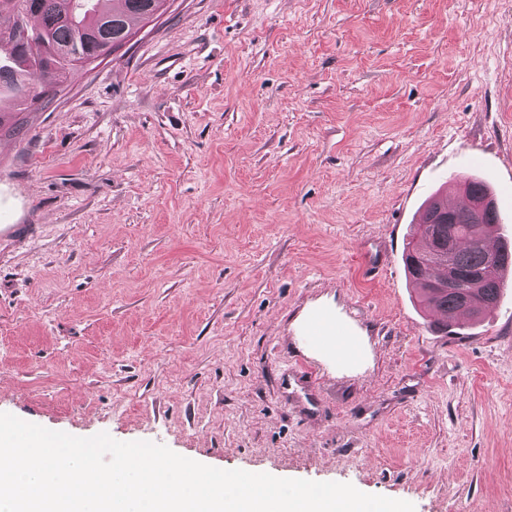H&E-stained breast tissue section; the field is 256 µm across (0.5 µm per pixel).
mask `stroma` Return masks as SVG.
Listing matches in <instances>:
<instances>
[{
  "mask_svg": "<svg viewBox=\"0 0 512 512\" xmlns=\"http://www.w3.org/2000/svg\"><path fill=\"white\" fill-rule=\"evenodd\" d=\"M0 110V412L512 512V284L448 333L403 260L456 174L512 239V0H172Z\"/></svg>",
  "mask_w": 512,
  "mask_h": 512,
  "instance_id": "obj_1",
  "label": "stroma"
}]
</instances>
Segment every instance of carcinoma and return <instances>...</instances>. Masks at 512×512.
<instances>
[{"mask_svg": "<svg viewBox=\"0 0 512 512\" xmlns=\"http://www.w3.org/2000/svg\"><path fill=\"white\" fill-rule=\"evenodd\" d=\"M167 0H3L0 6V94L11 93L23 105L35 104L61 87L66 73L106 58L112 46L127 38L149 15L166 11ZM463 191L467 205L451 209L438 192L424 206L422 220L404 252L408 278L420 302L441 313L452 328L466 317L479 318L498 302L504 275L512 270V241L495 250L486 247L488 232L498 223L497 207L474 217L470 202L492 199L476 178L450 180ZM453 243H448V226ZM451 254L461 275L460 286L438 288L443 265L438 254Z\"/></svg>", "mask_w": 512, "mask_h": 512, "instance_id": "cac0c4a2", "label": "carcinoma"}]
</instances>
